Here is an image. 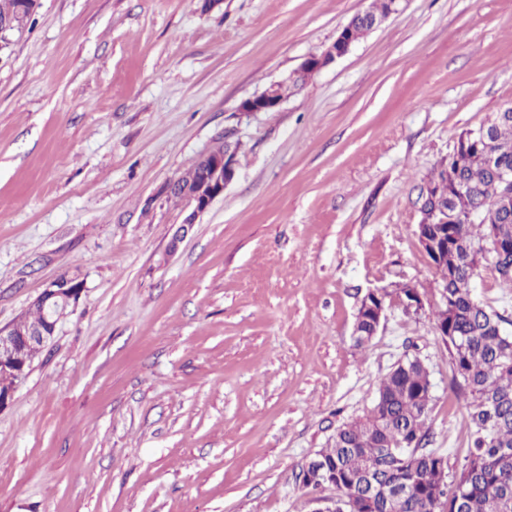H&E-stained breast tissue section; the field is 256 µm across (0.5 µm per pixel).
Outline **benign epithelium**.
Instances as JSON below:
<instances>
[{
    "label": "benign epithelium",
    "instance_id": "benign-epithelium-1",
    "mask_svg": "<svg viewBox=\"0 0 512 512\" xmlns=\"http://www.w3.org/2000/svg\"><path fill=\"white\" fill-rule=\"evenodd\" d=\"M343 41V35H338L333 45L320 56L306 59L297 73L318 71L344 55L346 49L343 48ZM280 103L281 99L268 88L261 94L244 100L241 110L244 113L269 111L278 107ZM203 161L207 168V178L199 189H181L175 179L164 185V191L167 193L181 190V194L193 205V211L185 219L187 225L195 223L196 217L204 213L211 203L224 193V189L235 177L236 158L231 149L226 147L221 151L214 150L204 155ZM417 237L428 258L440 259L442 246L439 237L432 236L423 224L418 225ZM82 290L83 284L77 277L62 274L50 282L33 303V306L43 311V323L25 331L13 327L6 331L0 329V409L11 402L15 383L25 374L32 354L54 336L58 322L69 308L75 307ZM403 294L405 299L401 300L399 305L403 307L405 313L421 310L422 299L414 286H404Z\"/></svg>",
    "mask_w": 512,
    "mask_h": 512
}]
</instances>
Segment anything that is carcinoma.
I'll use <instances>...</instances> for the list:
<instances>
[{"instance_id": "obj_1", "label": "carcinoma", "mask_w": 512, "mask_h": 512, "mask_svg": "<svg viewBox=\"0 0 512 512\" xmlns=\"http://www.w3.org/2000/svg\"><path fill=\"white\" fill-rule=\"evenodd\" d=\"M394 0H373L345 26L354 42L386 18ZM36 0H0V17L26 25ZM512 118L497 119L488 138L461 151L456 180L439 182L425 199V219L448 210V250L436 271L446 304L435 311L448 325L452 386L468 401L471 443L460 470L444 481L443 454L426 448L430 372L406 355L378 384L373 406L336 430L330 446L316 453L336 467V512H512V337L504 316L478 302L472 283L481 256L489 254L503 282L512 287ZM476 218H471V214Z\"/></svg>"}]
</instances>
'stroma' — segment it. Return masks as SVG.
Masks as SVG:
<instances>
[{"instance_id": "1", "label": "stroma", "mask_w": 512, "mask_h": 512, "mask_svg": "<svg viewBox=\"0 0 512 512\" xmlns=\"http://www.w3.org/2000/svg\"><path fill=\"white\" fill-rule=\"evenodd\" d=\"M371 2L37 0L0 46V329L83 282L0 410V512H313L299 472L407 354L458 473L473 426L417 197L512 105V0H402L289 83ZM227 138L236 175L185 225L161 190ZM404 284L422 310L356 346L364 298ZM474 294L512 335L490 264ZM343 41V31H341L338 37L336 38V41L333 43L331 47H329L325 52H323L318 57H310L306 59L301 64V67L296 71V73L300 74L308 72L310 70H315V72H317L324 66L335 61L336 57H341L342 55H344L348 51V48H343ZM278 84L270 85L260 95L248 98L243 101L241 110L244 113L269 111L278 107L282 98H277L275 94L271 93V88H276Z\"/></svg>"}]
</instances>
